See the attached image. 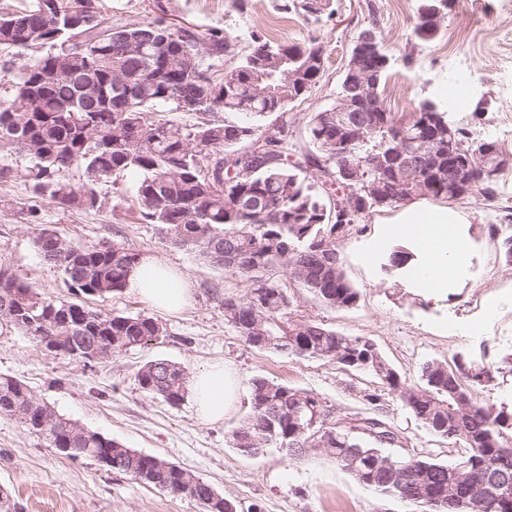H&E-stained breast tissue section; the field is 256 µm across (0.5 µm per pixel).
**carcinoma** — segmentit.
Segmentation results:
<instances>
[{"label": "carcinoma", "mask_w": 512, "mask_h": 512, "mask_svg": "<svg viewBox=\"0 0 512 512\" xmlns=\"http://www.w3.org/2000/svg\"><path fill=\"white\" fill-rule=\"evenodd\" d=\"M277 9L307 19L332 15V0H276ZM71 0H33L20 12L0 15V49L30 52L20 66L3 65L12 74L8 96H0V156L27 160L23 170L33 192L62 208L91 210L100 206L97 184L121 173L136 177L134 199L140 220L158 227L162 238L224 268L246 283L241 296L224 297V320L246 343L261 351L288 356L326 359L345 369L365 372L396 394L423 428L466 454L448 465L411 455L405 479H395L379 462L391 456L375 438L344 426L322 439L319 432L331 419L326 402L316 393L257 376L250 383V411L231 432L233 447L251 440L255 455L274 448L290 457L320 446L336 466L339 457L353 462L358 482L393 495L421 512H448L435 503L411 500L419 487L440 492L455 482L456 471L474 457L484 465L471 474L478 479L492 470L498 480L488 481L493 512H512V409H496L474 398L460 405L457 380L467 392L482 382L466 370L485 367L459 358L453 365L429 361L421 368L422 384L406 385L386 358L379 374L367 361L368 340L349 337L314 321L292 320L288 289L302 288L336 309L357 306L360 292L348 279L343 264L327 257L354 233L363 209L397 207L391 195L379 206L362 191L376 178L364 169L357 183L339 175L336 136L343 124L328 108L310 116L307 134L311 150H303L288 121V108L305 98L323 69L299 46L255 38L249 51L238 55L229 36L220 29L203 34L174 28L163 16L137 24H119L98 10L83 24L67 14ZM442 6L438 0H419L416 37L433 40L439 32ZM367 88L379 105L374 113L377 131L367 142L343 150L352 158L379 147L392 152L411 141L428 143L448 163V115L441 103L424 99L414 112L397 116L381 99V85L389 66L369 58L364 62ZM126 82L115 84L118 76ZM273 94L251 93L256 79ZM360 84L346 68L336 105L357 115L354 99ZM194 100L197 111H224L239 116L224 124H183L153 120L154 112H179L181 101ZM477 173L497 141L474 139L455 126ZM82 172L74 182L69 171ZM502 172L483 174L475 188L495 196ZM341 192L349 209L337 215L332 199ZM447 197L443 181L433 177L427 187L405 196ZM33 245L56 265L73 301L46 296L35 285L10 272L0 261V324L29 336H53L58 350L75 358L94 342L102 358L144 346L163 335L164 327L146 314H108L88 301L103 302L122 292L141 254L124 243L71 245L57 232L42 228ZM349 352L358 363L337 359ZM185 368L167 359L146 363L137 373L139 388L171 406L187 394ZM426 391L431 399L419 400ZM369 413L353 421L382 425L380 433L398 432L380 411V394L362 389ZM303 410L315 426L305 432L294 428L291 415ZM0 416L19 420L42 434L50 445L74 448L71 459H91L112 470L110 448L122 443L99 432L73 428V421L38 400L27 386L11 376H0ZM51 418L46 430L36 426ZM123 474L173 496L207 493L210 484L158 456L133 451ZM232 501L218 493L200 505L201 512H235Z\"/></svg>", "instance_id": "cac0c4a2"}]
</instances>
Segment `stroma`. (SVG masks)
<instances>
[{
	"label": "stroma",
	"mask_w": 512,
	"mask_h": 512,
	"mask_svg": "<svg viewBox=\"0 0 512 512\" xmlns=\"http://www.w3.org/2000/svg\"><path fill=\"white\" fill-rule=\"evenodd\" d=\"M121 23H142L165 16L173 25L198 32L223 29L246 49L252 34H265L260 17L276 15L274 0H248L245 11L229 0H101ZM418 0H333L334 14L321 20L288 15V44L316 41L326 48L325 71L317 85L291 111L297 138H305L312 113L336 102L343 66L358 33L375 28L392 67L383 93L387 109L414 112L419 101L458 100L451 121L472 137H490L512 154V0H455L429 42L414 38ZM16 173L0 182V199L35 206L37 224L23 221L16 210L0 207V257L22 280L47 296L69 299L61 271L33 246L37 227L56 231L73 245L123 242L142 254L178 267L194 287L193 303L174 315L158 314L165 333L144 348L95 362L49 353L30 336L0 325V376L22 380L39 400L58 414L139 452L175 463L210 483L249 512H414L399 498L357 482L323 452L289 458L271 450L255 457L240 455L230 431L249 411V385L264 376L319 394L334 417L366 413L360 391L374 387L372 377L340 368L334 362L298 358L249 347L224 319V298L244 295L247 287L199 255L171 245L157 226L142 223L132 197V175L98 184L102 200L92 210L64 209L35 197L22 176L23 159L12 162ZM452 208L474 214L470 227L474 248L471 277L448 297L424 299L418 288L388 267L380 256L368 270L359 256L362 243L378 237L396 222L400 211L367 213L364 232L339 247L344 269L360 291L351 309L327 307L311 293L291 289L292 318L316 320L347 336L371 340L405 379L420 383L429 361H452L462 355L495 373V382L476 388L482 403L512 407V373L501 371V359L512 353V267L504 265L490 225L512 232V168L503 172L499 193L474 194L452 201ZM498 299L495 315L487 302ZM469 326L466 335L454 325ZM168 359L193 374L221 361L240 380L236 402L221 422L201 423L191 400L171 406L145 395L136 375L148 361ZM388 419L407 438L408 453L454 463L461 445L440 440L423 428L397 395L383 392ZM0 488L12 495L16 512H200L188 497H175L129 476L107 471L91 459L73 460L50 448L43 435L18 420L0 417Z\"/></svg>",
	"instance_id": "stroma-1"
}]
</instances>
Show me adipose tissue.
<instances>
[{
  "label": "adipose tissue",
  "instance_id": "adipose-tissue-1",
  "mask_svg": "<svg viewBox=\"0 0 512 512\" xmlns=\"http://www.w3.org/2000/svg\"><path fill=\"white\" fill-rule=\"evenodd\" d=\"M399 221L401 227L395 236L407 240L416 254L408 279L425 299L447 296L449 289L471 272V240L464 231L470 222L468 215L450 207H426L411 201L403 204ZM392 237L381 236L372 245V252L386 248ZM127 290L142 303L167 314L180 312L193 300L188 276L150 256L143 257L134 268ZM188 391L199 420L215 423L223 420L234 401L237 380L231 369L216 362L190 377Z\"/></svg>",
  "mask_w": 512,
  "mask_h": 512
}]
</instances>
